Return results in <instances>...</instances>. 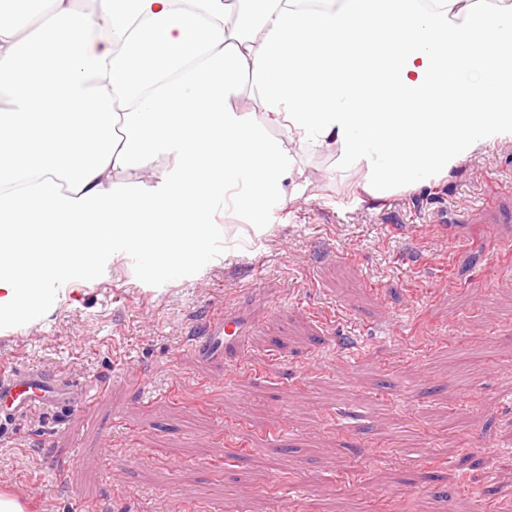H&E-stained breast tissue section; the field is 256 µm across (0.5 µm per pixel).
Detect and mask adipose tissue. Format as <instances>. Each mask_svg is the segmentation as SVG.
Returning <instances> with one entry per match:
<instances>
[{"label": "adipose tissue", "mask_w": 512, "mask_h": 512, "mask_svg": "<svg viewBox=\"0 0 512 512\" xmlns=\"http://www.w3.org/2000/svg\"><path fill=\"white\" fill-rule=\"evenodd\" d=\"M502 39L512 0H0V240L29 224L55 257L0 258V326L40 320L103 257L198 273L228 195L283 223L304 153L335 149L379 198L512 142ZM244 71L261 114L230 105Z\"/></svg>", "instance_id": "obj_1"}]
</instances>
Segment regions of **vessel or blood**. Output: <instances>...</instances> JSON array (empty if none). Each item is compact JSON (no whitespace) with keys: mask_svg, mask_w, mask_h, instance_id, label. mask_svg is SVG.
<instances>
[{"mask_svg":"<svg viewBox=\"0 0 512 512\" xmlns=\"http://www.w3.org/2000/svg\"><path fill=\"white\" fill-rule=\"evenodd\" d=\"M241 326L232 313L210 321L202 336L195 338L196 351L218 356L224 336L238 335ZM102 389L83 386L79 380L44 370L0 368V430L29 411L46 405L73 408L100 398Z\"/></svg>","mask_w":512,"mask_h":512,"instance_id":"b4317fda","label":"vessel or blood"}]
</instances>
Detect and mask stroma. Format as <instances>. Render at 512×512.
<instances>
[{"mask_svg": "<svg viewBox=\"0 0 512 512\" xmlns=\"http://www.w3.org/2000/svg\"><path fill=\"white\" fill-rule=\"evenodd\" d=\"M303 161L286 222L230 205L203 271L111 257L0 329V365L105 387L0 435V494L24 512H512V142L381 199L335 151ZM224 311L240 344L200 356L189 334Z\"/></svg>", "mask_w": 512, "mask_h": 512, "instance_id": "obj_1", "label": "stroma"}]
</instances>
